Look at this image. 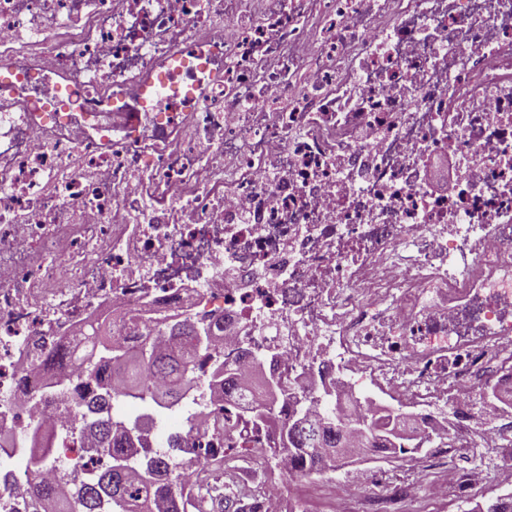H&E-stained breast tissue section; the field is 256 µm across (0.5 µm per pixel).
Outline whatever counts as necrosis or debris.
Here are the masks:
<instances>
[{
  "label": "necrosis or debris",
  "instance_id": "4bbe7bcc",
  "mask_svg": "<svg viewBox=\"0 0 512 512\" xmlns=\"http://www.w3.org/2000/svg\"><path fill=\"white\" fill-rule=\"evenodd\" d=\"M179 59L192 99L145 93ZM0 69L1 434L82 411L19 390L33 350L148 305L228 316L225 361L312 412L397 402L437 491L495 483L468 451L512 446V0H0ZM217 410L184 438L223 447ZM360 481L359 512L414 493ZM458 164L452 155L432 157L426 165L427 186L435 193H448L457 177Z\"/></svg>",
  "mask_w": 512,
  "mask_h": 512
}]
</instances>
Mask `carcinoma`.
<instances>
[{"label":"carcinoma","instance_id":"1","mask_svg":"<svg viewBox=\"0 0 512 512\" xmlns=\"http://www.w3.org/2000/svg\"><path fill=\"white\" fill-rule=\"evenodd\" d=\"M112 312L96 321L93 330L83 334V346L77 351L60 350L44 362L46 369L55 365L74 367L79 383L94 384L92 397L86 401L88 414L83 416L81 433L89 435L83 455L95 456L99 449L109 453L110 463L88 476L71 475L76 483L79 512H187L184 478L173 467L172 460L150 448V428L135 421L127 423L114 417L112 401L116 390L150 404L154 410H170L178 405L187 391L200 385L196 359L212 362L207 387L222 393L224 403H233L245 396L234 374L216 354L215 345L198 347L195 319L184 316L175 323H158L153 331L165 336L170 349L157 351L151 337L143 335L146 324L138 316L129 318L132 336L138 342L130 345L115 340L107 332ZM281 393L264 395L249 409L248 420L270 429L279 447L271 449L270 458L285 455L298 458L301 468L318 472L327 468L331 458L340 460L357 455L366 442L370 447H388L389 435L397 422L390 414L371 413L366 416V433L345 431L307 413L292 412L281 416ZM54 437L37 423L27 435L22 449L25 466L35 473L46 466ZM175 447L195 456L206 455V468L221 472L223 481L208 486L207 495L199 497L195 512H212L222 503L232 505L250 497L251 486L236 480V467L230 465L233 448H191L180 440ZM71 502L57 484L46 482L36 487L34 494L21 502L23 512H72Z\"/></svg>","mask_w":512,"mask_h":512}]
</instances>
